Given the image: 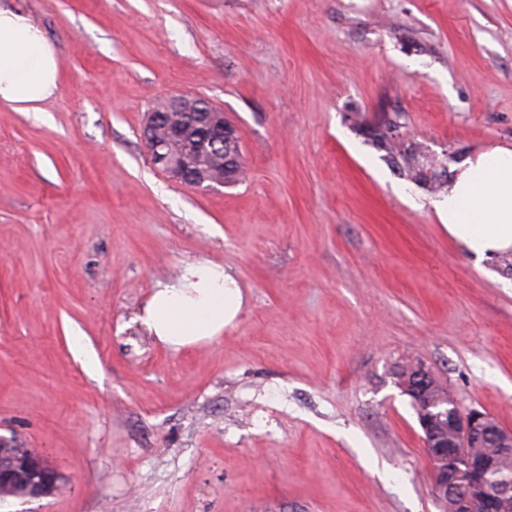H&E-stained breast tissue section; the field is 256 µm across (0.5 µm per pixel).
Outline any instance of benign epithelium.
I'll return each mask as SVG.
<instances>
[{
	"mask_svg": "<svg viewBox=\"0 0 512 512\" xmlns=\"http://www.w3.org/2000/svg\"><path fill=\"white\" fill-rule=\"evenodd\" d=\"M167 112H193L206 134L197 145V153L224 142L240 140L238 130L224 119V111L212 104L197 101L193 95H180L165 100ZM157 115L149 113L143 129V139L152 163L168 178L180 185L211 191L228 184V176L219 180L206 178L199 169L190 172L182 157L171 151L185 135V126L174 123L164 138L156 136ZM416 384L406 383L404 392L415 397L423 426V441L431 464L433 496L437 503H453L454 512H512V470L502 468L499 461L490 459L480 466L472 464L470 450L479 443L499 449L503 456L512 455V430L498 419L473 408L461 407L444 389L428 397L419 392L428 382L431 372L417 367ZM8 440L0 439V493L7 486L24 482L14 494L17 499L41 498L50 495L58 483V472L37 450L28 448L18 467L7 466Z\"/></svg>",
	"mask_w": 512,
	"mask_h": 512,
	"instance_id": "obj_1",
	"label": "benign epithelium"
}]
</instances>
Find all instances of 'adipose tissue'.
Returning a JSON list of instances; mask_svg holds the SVG:
<instances>
[{"mask_svg": "<svg viewBox=\"0 0 512 512\" xmlns=\"http://www.w3.org/2000/svg\"><path fill=\"white\" fill-rule=\"evenodd\" d=\"M58 89V57L41 26L0 6V106L37 112ZM431 206L449 237L477 259L512 252V148L493 146L467 158ZM241 306L242 293L223 266L198 261L156 288L141 320L178 350L220 336Z\"/></svg>", "mask_w": 512, "mask_h": 512, "instance_id": "1", "label": "adipose tissue"}]
</instances>
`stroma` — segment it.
<instances>
[{
  "mask_svg": "<svg viewBox=\"0 0 512 512\" xmlns=\"http://www.w3.org/2000/svg\"><path fill=\"white\" fill-rule=\"evenodd\" d=\"M0 4L60 63L46 118L0 107V436L61 476L0 512H440L394 371L512 428V272L352 118L401 113L448 171L512 145V0ZM181 94L237 128L242 181L152 164L146 115ZM199 260L242 307L176 351L140 314Z\"/></svg>",
  "mask_w": 512,
  "mask_h": 512,
  "instance_id": "1",
  "label": "stroma"
}]
</instances>
